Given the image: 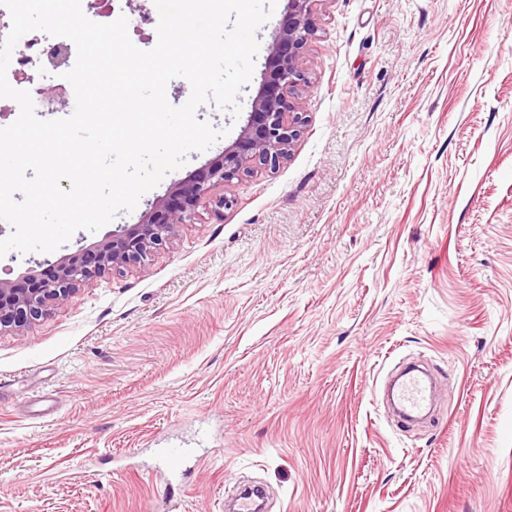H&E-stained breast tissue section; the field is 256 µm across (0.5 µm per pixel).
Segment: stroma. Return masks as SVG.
<instances>
[{
  "instance_id": "1",
  "label": "stroma",
  "mask_w": 512,
  "mask_h": 512,
  "mask_svg": "<svg viewBox=\"0 0 512 512\" xmlns=\"http://www.w3.org/2000/svg\"><path fill=\"white\" fill-rule=\"evenodd\" d=\"M287 8L258 30L224 138L57 261L138 223L240 135ZM304 125L145 267L0 333V512H512V0H319ZM24 254L0 257L16 279ZM421 360L407 427L382 400ZM184 464L168 465L170 449Z\"/></svg>"
}]
</instances>
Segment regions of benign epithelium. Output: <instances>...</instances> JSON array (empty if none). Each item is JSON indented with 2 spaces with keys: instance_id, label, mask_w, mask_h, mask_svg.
Wrapping results in <instances>:
<instances>
[{
  "instance_id": "1",
  "label": "benign epithelium",
  "mask_w": 512,
  "mask_h": 512,
  "mask_svg": "<svg viewBox=\"0 0 512 512\" xmlns=\"http://www.w3.org/2000/svg\"><path fill=\"white\" fill-rule=\"evenodd\" d=\"M316 2L288 0L239 138L157 200L139 223L122 227L89 250L82 248L39 270L30 268L15 280L0 279V329L24 328L67 303L86 281L142 265L153 249L176 236L181 225L192 223L200 207L224 218L229 200L215 194V188L260 168L280 166L303 126V99L309 88L303 58L317 33Z\"/></svg>"
}]
</instances>
